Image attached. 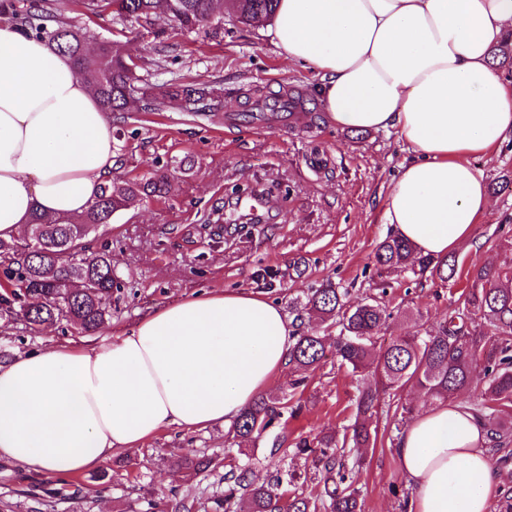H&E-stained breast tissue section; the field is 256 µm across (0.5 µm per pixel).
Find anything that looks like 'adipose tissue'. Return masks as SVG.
Wrapping results in <instances>:
<instances>
[{
	"label": "adipose tissue",
	"instance_id": "ef3b65f1",
	"mask_svg": "<svg viewBox=\"0 0 512 512\" xmlns=\"http://www.w3.org/2000/svg\"><path fill=\"white\" fill-rule=\"evenodd\" d=\"M272 39L308 64L340 129L394 130L411 158L384 221L439 258L475 246L491 195L473 159L512 141V87L491 60L512 0H278ZM116 155L112 120L69 57L0 22V239L33 213L86 211ZM295 342L284 310L246 290L193 294L97 348L47 347L0 363V460L66 477L170 427L232 423L280 376ZM396 454L409 512H490L504 483L488 433L437 402Z\"/></svg>",
	"mask_w": 512,
	"mask_h": 512
}]
</instances>
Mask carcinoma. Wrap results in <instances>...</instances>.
<instances>
[{
    "instance_id": "obj_1",
    "label": "carcinoma",
    "mask_w": 512,
    "mask_h": 512,
    "mask_svg": "<svg viewBox=\"0 0 512 512\" xmlns=\"http://www.w3.org/2000/svg\"><path fill=\"white\" fill-rule=\"evenodd\" d=\"M276 2L84 0V5L95 16L110 14L120 20L165 14L176 27L188 31L217 26L226 13L242 24H257L273 16ZM0 15L15 20L24 35L68 55L109 115L125 111L129 96L135 94L145 110L157 112L194 110L215 100L205 88L156 84L133 72L132 58L119 40L101 38L88 51L89 34L58 21L46 0H0ZM168 186L167 173L157 169L144 182L115 179L101 185L90 208L65 224L34 214L24 246L0 241V318L20 319L31 329L65 320L77 334L94 333L112 321V295L121 290V281L109 250L94 251L84 239L92 227L110 223L135 198L161 197ZM375 265L380 277L409 273L442 286L457 273L454 256L422 255L395 235L380 243ZM470 278L471 288L435 328L388 339L381 331L389 313L376 297L354 306L345 289L326 279L305 299H293L296 310L336 328V335L323 336L316 330L297 334L288 364L298 372L312 373L332 356L355 374L373 373L375 382L359 391L353 421L342 434H324L312 441L301 436L292 449L285 446V437L273 441V454L286 456L291 451L314 457L319 475L314 496L286 494L282 486L294 483L293 474L286 480L279 474L261 480L255 474L246 445L261 440L287 409L281 398L255 399L230 427L228 439L234 447L224 449V458L203 455L185 463L191 475L212 478L200 489L207 512H362L346 448H367L376 442L374 418L382 410L381 393L409 383L442 402L461 391L477 390L480 402L474 406L475 415L489 428L490 444L500 447L512 442V421L499 416L501 407L512 405V263L476 267ZM479 363L484 366L481 386L472 378ZM148 509L195 512L196 502L174 487L167 502L159 506L151 502Z\"/></svg>"
}]
</instances>
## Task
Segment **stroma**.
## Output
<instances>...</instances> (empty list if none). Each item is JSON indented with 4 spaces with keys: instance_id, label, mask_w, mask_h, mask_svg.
<instances>
[{
    "instance_id": "35a3bbf8",
    "label": "stroma",
    "mask_w": 512,
    "mask_h": 512,
    "mask_svg": "<svg viewBox=\"0 0 512 512\" xmlns=\"http://www.w3.org/2000/svg\"><path fill=\"white\" fill-rule=\"evenodd\" d=\"M68 24L104 36L117 35L140 64V74L153 81L179 80L209 87L221 95L215 112L171 109L146 112L139 104L114 114L112 127L124 135L113 176L145 177L155 164L167 165L168 197L135 200L99 225L85 239L92 248L109 247L123 281L118 311L93 334L72 333L60 322L29 331L23 322L0 320V361L52 345L76 344L90 349L131 330L150 309L189 294L215 290H253L287 305L306 297L325 278L349 289L358 304L378 288L374 253L391 234L383 222L384 201L409 153L394 132L341 130L328 123L315 97V74L288 62L273 44L266 26L245 27L225 18L221 29L173 30L162 15L151 20L91 17L81 0H51ZM293 93L308 105L300 124L258 126L240 113L253 111ZM235 114L227 124L226 114ZM325 153L321 171L308 164L312 151ZM236 183L263 191L251 209L245 200L225 201V189ZM494 204L475 228L476 246L457 250L458 272L446 286L418 282L411 275L392 277L385 303L392 313L384 336H399L414 325L432 328L469 285L473 265L497 266L512 259V186L494 193ZM257 222L247 243L229 239L226 227ZM292 370H284L270 395H289L299 412L283 433L315 437L346 426L363 380L336 360L316 370L306 386L289 390ZM375 447L363 450L356 476L364 512H404L390 492L404 478L387 416L377 419ZM226 428L161 431L137 450L112 454L103 469L113 474L105 485L99 473L71 475L82 485L83 498L60 501L55 512H146L149 501L165 500L172 486L190 490L195 479L180 463L200 452L223 455ZM273 434L254 450L256 473L301 474L298 487L313 490L316 469L302 456L270 455ZM58 488L57 477L25 474L0 463V502L9 512H35L37 503L21 494L29 484Z\"/></svg>"
}]
</instances>
